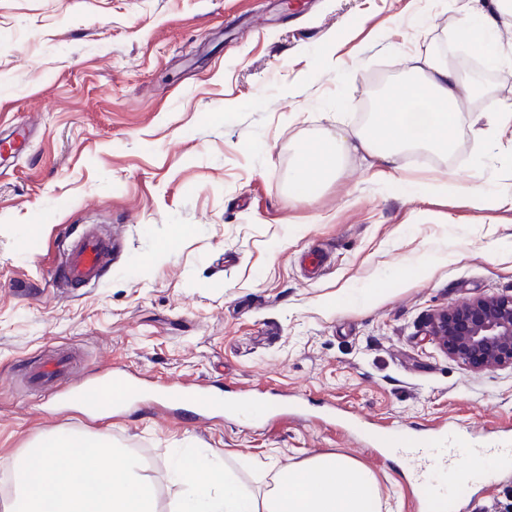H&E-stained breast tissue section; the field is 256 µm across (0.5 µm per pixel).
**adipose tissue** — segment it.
Returning <instances> with one entry per match:
<instances>
[{"mask_svg": "<svg viewBox=\"0 0 512 512\" xmlns=\"http://www.w3.org/2000/svg\"><path fill=\"white\" fill-rule=\"evenodd\" d=\"M512 16V0H496L495 12L465 23V47L494 57L488 40L498 18ZM412 76L388 92L383 111L366 125L322 141L313 154L299 152L289 195L310 202L335 172L344 153L363 151L374 165L397 167L402 151L422 148L448 153L465 119L474 89L459 70L426 55ZM177 480L190 493L176 512H377L376 482L356 460L325 454L279 469L271 489L246 492L227 470L180 466ZM9 512H156L155 488L137 458L105 436L74 431L44 435L14 467Z\"/></svg>", "mask_w": 512, "mask_h": 512, "instance_id": "obj_1", "label": "adipose tissue"}]
</instances>
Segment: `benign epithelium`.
<instances>
[{
	"mask_svg": "<svg viewBox=\"0 0 512 512\" xmlns=\"http://www.w3.org/2000/svg\"><path fill=\"white\" fill-rule=\"evenodd\" d=\"M426 335L478 371L512 368V294L469 300L432 315Z\"/></svg>",
	"mask_w": 512,
	"mask_h": 512,
	"instance_id": "obj_1",
	"label": "benign epithelium"
}]
</instances>
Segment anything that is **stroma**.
Instances as JSON below:
<instances>
[{
	"instance_id": "stroma-1",
	"label": "stroma",
	"mask_w": 512,
	"mask_h": 512,
	"mask_svg": "<svg viewBox=\"0 0 512 512\" xmlns=\"http://www.w3.org/2000/svg\"><path fill=\"white\" fill-rule=\"evenodd\" d=\"M473 2L0 0V139L21 143L0 164V510L17 458L57 431L135 455L157 512L188 495L186 454L257 494L338 453L374 473L380 512H429L389 434L512 452V368L475 371L425 334L437 311L512 294V128L463 126L389 178L353 151L311 202L288 193L299 151L367 122L413 58L457 65ZM474 175L482 201L444 192ZM90 230L114 248L73 289L60 268ZM59 353L77 379L259 389L271 408L203 420L148 390L91 420L24 380ZM445 483L446 512H512V467Z\"/></svg>"
}]
</instances>
